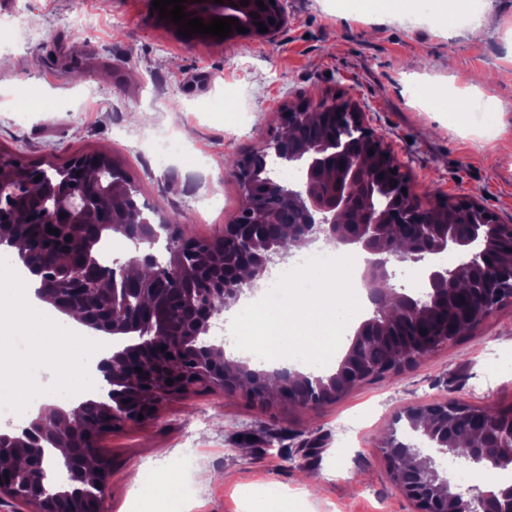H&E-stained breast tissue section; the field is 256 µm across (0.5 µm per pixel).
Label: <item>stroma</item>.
<instances>
[{
    "label": "stroma",
    "instance_id": "obj_1",
    "mask_svg": "<svg viewBox=\"0 0 512 512\" xmlns=\"http://www.w3.org/2000/svg\"><path fill=\"white\" fill-rule=\"evenodd\" d=\"M273 36L188 40L152 0H0V157L66 164L108 150L138 203L177 213L189 238L216 239L242 193L230 160L279 127L286 104H356L423 200L467 198L512 224V0H469L493 18L462 30L427 19L358 18L346 0H284ZM93 14L92 28L72 25ZM451 92L422 109L421 87ZM486 100L459 112L456 96ZM190 128L185 152L153 166L149 143ZM448 399L512 409V303L467 336L316 406L263 404L200 384L139 425L100 436L103 512H164L143 479L173 468L185 512H243L251 486L278 484L288 512H417L390 477L381 439L404 406ZM217 480L195 482V472Z\"/></svg>",
    "mask_w": 512,
    "mask_h": 512
}]
</instances>
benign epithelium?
Masks as SVG:
<instances>
[{
    "label": "benign epithelium",
    "mask_w": 512,
    "mask_h": 512,
    "mask_svg": "<svg viewBox=\"0 0 512 512\" xmlns=\"http://www.w3.org/2000/svg\"><path fill=\"white\" fill-rule=\"evenodd\" d=\"M248 2L242 6L240 0H223L221 4L214 0H187L185 5L204 23L216 16L236 18L253 36L265 37L288 23L279 0H263L262 8L257 6V0ZM252 12L259 17H251ZM259 22L268 32L258 31ZM314 112L323 118H335L338 127H357L359 140L341 143L332 135L304 146L290 140L288 129ZM268 157L285 167L303 170L304 179L290 184L272 176L246 178L248 171ZM233 174L242 189L244 219L226 225L221 240L202 243L187 239L173 225L154 224L142 217V212L134 211L124 222L113 223L128 242L129 257L106 265L95 262L89 265V276L61 275L57 265L43 260L42 240L28 242L17 234L23 218L37 226L79 223L89 209L87 186L77 191L65 179L52 180L44 171L32 169L29 182L40 178V194L31 196L0 179V195L18 203L0 214V246L16 248L23 265L40 278L37 297L72 315L76 308L70 304L71 297L88 300L90 289H95L107 319L81 312L78 321L122 340L112 348V355L97 363L99 388L95 398L69 409L44 405L21 432L0 431V439L22 459L19 470L0 466L1 495L13 502H36L40 512H69L62 503L76 497L83 501L77 512H101V492L108 468L95 466L100 460L98 437L117 426L139 422L140 415L148 418L162 397L186 393L206 381L226 392H237L245 384L250 388L251 399L266 403L267 382L273 380L277 383L276 400L291 401L292 384L302 375L286 368L258 372L240 362L229 365L224 361V345L204 340L212 320L242 295V288L234 272L224 280L214 279L213 265L202 262V253L222 254L224 267L234 269L242 264L252 272L251 280L262 278L280 258L281 248L247 239L243 231L245 225L262 222L282 205L295 208L301 215V224L292 231L298 243L321 238L327 243L353 246L365 254L361 280L373 312L357 328L356 341L373 324L387 328L401 318L416 323L432 316L438 302L454 295L458 286L476 272L495 288L463 313L464 322L475 326L512 300V256L506 261L494 260L503 246L512 248V224L501 223L494 213L473 202L426 204L411 193L402 192L407 187L406 179L383 138L365 124L363 113L347 101L322 104L314 111L300 104L285 108L278 133L240 159ZM447 207L461 213L477 211L480 217L466 225L463 235L455 224L430 223L431 216ZM351 213L357 214L358 224L350 232L342 223V216ZM411 222L419 225V238L405 248L396 246L389 232L399 224ZM162 238L170 254L165 261L153 251ZM444 253L454 254L455 262H441ZM396 262L420 265L419 277L426 295L414 297L390 284ZM134 267L149 272L142 281L141 303L137 305L126 288ZM193 277L208 288V293L201 302L192 296L184 299L195 310L194 321L184 324L179 311L167 303V293L173 281ZM355 355L353 344L336 373L327 382L318 383L319 390L346 387L350 378L360 382V375L348 372ZM138 367L143 372H136ZM169 380L173 384H167ZM446 411L444 402L409 405L393 418L390 443L382 451L395 484L416 503L418 512H512V487L487 480L489 473L512 467V447L478 442L468 453H459L451 436L436 435L435 413ZM422 416L427 423L416 438L396 439L402 423L413 425ZM75 440L82 448L79 465L67 452ZM445 455L484 477L483 487L475 488L471 494L458 491L451 473L443 471L437 462Z\"/></svg>",
    "instance_id": "obj_1"
}]
</instances>
